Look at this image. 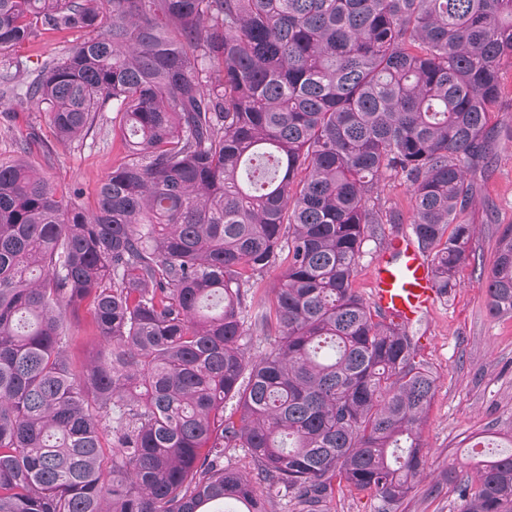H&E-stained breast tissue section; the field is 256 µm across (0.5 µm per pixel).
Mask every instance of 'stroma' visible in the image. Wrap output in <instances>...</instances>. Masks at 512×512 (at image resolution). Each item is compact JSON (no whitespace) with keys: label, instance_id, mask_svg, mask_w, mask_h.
<instances>
[{"label":"stroma","instance_id":"stroma-1","mask_svg":"<svg viewBox=\"0 0 512 512\" xmlns=\"http://www.w3.org/2000/svg\"><path fill=\"white\" fill-rule=\"evenodd\" d=\"M24 138L30 141V162L60 188L81 189L79 203L89 211L100 183L125 155L124 133L113 124L111 113H102L83 139L61 144L46 113L30 111L13 99L0 106V157L15 155ZM471 181L476 204L462 219L474 225L475 236L470 257L459 269V285L409 324L438 381L422 426L426 469L397 512H461L462 501L447 474L471 473L470 439L485 432L512 437V318L489 315L485 284L501 234L512 224V140L502 141L489 166ZM379 193L403 221L379 225L365 247L354 286L367 301L377 261L393 237L410 231L412 201L403 181L382 180Z\"/></svg>","mask_w":512,"mask_h":512}]
</instances>
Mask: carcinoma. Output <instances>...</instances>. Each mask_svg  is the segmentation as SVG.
<instances>
[{
    "label": "carcinoma",
    "instance_id": "cac0c4a2",
    "mask_svg": "<svg viewBox=\"0 0 512 512\" xmlns=\"http://www.w3.org/2000/svg\"><path fill=\"white\" fill-rule=\"evenodd\" d=\"M72 31L32 68L8 56ZM0 58V100L47 113L57 140L101 112L126 133L92 213L26 148L0 160V512H264L261 484L306 512L338 488L396 512L425 471L437 375L355 273L378 225L402 223L373 198L398 177L434 287H458L512 0H0ZM284 250L254 315L277 336L252 357L247 284ZM486 293L512 317V225ZM469 448L463 512H512V451Z\"/></svg>",
    "mask_w": 512,
    "mask_h": 512
}]
</instances>
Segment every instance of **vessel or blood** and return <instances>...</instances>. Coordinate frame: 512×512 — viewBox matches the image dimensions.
<instances>
[{"label": "vessel or blood", "mask_w": 512, "mask_h": 512, "mask_svg": "<svg viewBox=\"0 0 512 512\" xmlns=\"http://www.w3.org/2000/svg\"><path fill=\"white\" fill-rule=\"evenodd\" d=\"M372 297L375 307L401 321L414 320L434 306L437 293L428 260L408 237L391 240L375 268Z\"/></svg>", "instance_id": "b4317fda"}]
</instances>
